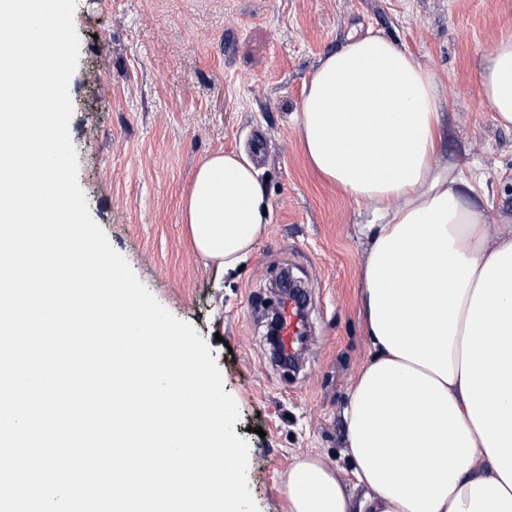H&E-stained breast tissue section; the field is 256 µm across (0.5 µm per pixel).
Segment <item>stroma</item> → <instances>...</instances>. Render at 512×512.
Returning a JSON list of instances; mask_svg holds the SVG:
<instances>
[{"mask_svg":"<svg viewBox=\"0 0 512 512\" xmlns=\"http://www.w3.org/2000/svg\"><path fill=\"white\" fill-rule=\"evenodd\" d=\"M78 66L69 124L92 219L137 278L191 323L236 401L248 440L258 512H288L286 475L313 455L354 498L343 411L371 359L358 270L371 204L323 182L307 165L294 120L324 53L367 31L395 39L440 77L455 159L487 194L491 235L512 231V128L480 95L488 48L512 35V0H77ZM261 151L257 167L273 219L241 269L194 249L181 199L218 151ZM289 272L310 297L311 335L297 372L266 340L273 279Z\"/></svg>","mask_w":512,"mask_h":512,"instance_id":"stroma-1","label":"stroma"}]
</instances>
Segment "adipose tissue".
<instances>
[{
    "label": "adipose tissue",
    "mask_w": 512,
    "mask_h": 512,
    "mask_svg": "<svg viewBox=\"0 0 512 512\" xmlns=\"http://www.w3.org/2000/svg\"><path fill=\"white\" fill-rule=\"evenodd\" d=\"M437 73L386 36L326 53L295 119L305 159L354 201L365 331L374 357L345 409L353 506L316 458L287 476L289 512H512V232L491 235L483 193L457 162L435 166L443 104ZM480 93L512 127V35L480 71ZM273 206L245 153L210 156L182 219L207 259L232 270Z\"/></svg>",
    "instance_id": "adipose-tissue-1"
}]
</instances>
